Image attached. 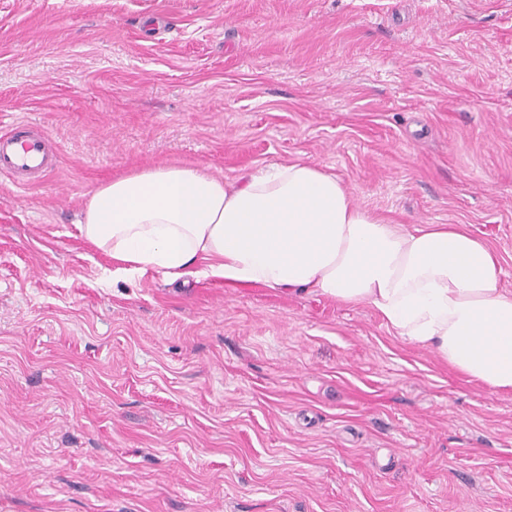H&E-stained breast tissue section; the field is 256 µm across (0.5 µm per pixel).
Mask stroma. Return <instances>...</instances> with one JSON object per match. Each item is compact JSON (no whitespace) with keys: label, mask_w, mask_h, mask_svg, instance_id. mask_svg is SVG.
Masks as SVG:
<instances>
[{"label":"stroma","mask_w":512,"mask_h":512,"mask_svg":"<svg viewBox=\"0 0 512 512\" xmlns=\"http://www.w3.org/2000/svg\"><path fill=\"white\" fill-rule=\"evenodd\" d=\"M0 512H512V393L370 305L115 274L89 193L305 161L462 224L512 293V0H0ZM46 143L47 136L34 123L13 120L0 134V175L13 177L20 187L45 178L54 168Z\"/></svg>","instance_id":"35a3bbf8"}]
</instances>
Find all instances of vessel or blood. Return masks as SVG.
Returning <instances> with one entry per match:
<instances>
[{
	"label": "vessel or blood",
	"mask_w": 512,
	"mask_h": 512,
	"mask_svg": "<svg viewBox=\"0 0 512 512\" xmlns=\"http://www.w3.org/2000/svg\"><path fill=\"white\" fill-rule=\"evenodd\" d=\"M54 168L46 135L26 119L13 120L0 133V175L13 177L18 186L45 178Z\"/></svg>",
	"instance_id": "vessel-or-blood-1"
}]
</instances>
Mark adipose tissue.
I'll list each match as a JSON object with an SVG mask.
<instances>
[{
    "mask_svg": "<svg viewBox=\"0 0 512 512\" xmlns=\"http://www.w3.org/2000/svg\"><path fill=\"white\" fill-rule=\"evenodd\" d=\"M79 232L123 274L312 288L371 305L403 339L512 392V293L497 255L453 224L386 223L313 164H275L239 182L194 167L138 170L89 194Z\"/></svg>",
    "mask_w": 512,
    "mask_h": 512,
    "instance_id": "adipose-tissue-1",
    "label": "adipose tissue"
}]
</instances>
